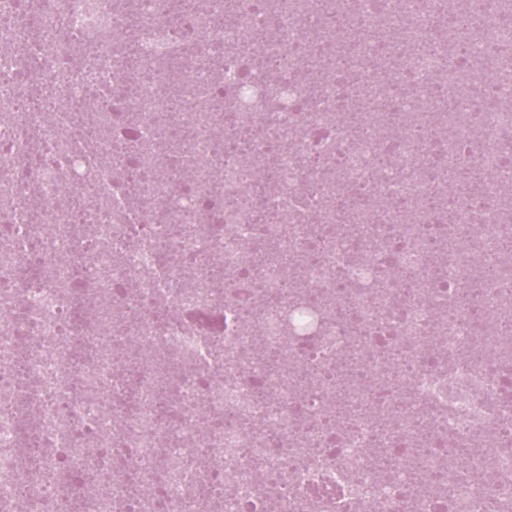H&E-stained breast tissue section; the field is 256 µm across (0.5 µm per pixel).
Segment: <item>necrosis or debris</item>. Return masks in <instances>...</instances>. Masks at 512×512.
<instances>
[{
  "label": "necrosis or debris",
  "mask_w": 512,
  "mask_h": 512,
  "mask_svg": "<svg viewBox=\"0 0 512 512\" xmlns=\"http://www.w3.org/2000/svg\"><path fill=\"white\" fill-rule=\"evenodd\" d=\"M326 2L0 0V512H512V7Z\"/></svg>",
  "instance_id": "obj_1"
}]
</instances>
